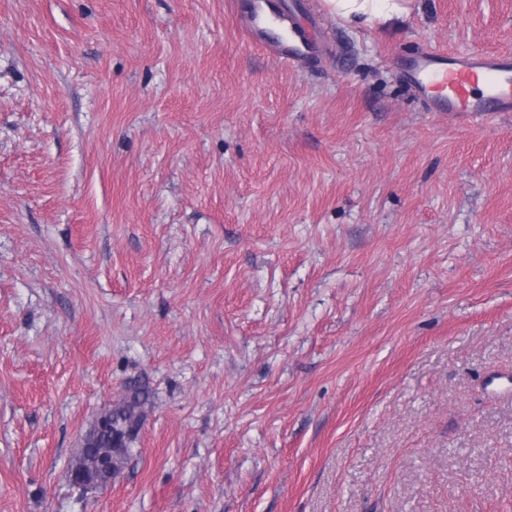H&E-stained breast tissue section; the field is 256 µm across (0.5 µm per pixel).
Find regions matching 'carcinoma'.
Wrapping results in <instances>:
<instances>
[{
  "label": "carcinoma",
  "mask_w": 512,
  "mask_h": 512,
  "mask_svg": "<svg viewBox=\"0 0 512 512\" xmlns=\"http://www.w3.org/2000/svg\"><path fill=\"white\" fill-rule=\"evenodd\" d=\"M150 398L149 388L138 379L124 384V396L107 410L105 425L89 436V450L80 452L76 465L90 464L94 456L104 452L112 455V466L122 469L134 449L130 444L137 438L142 425L143 410Z\"/></svg>",
  "instance_id": "carcinoma-1"
}]
</instances>
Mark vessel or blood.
Masks as SVG:
<instances>
[{
    "instance_id": "obj_1",
    "label": "vessel or blood",
    "mask_w": 512,
    "mask_h": 512,
    "mask_svg": "<svg viewBox=\"0 0 512 512\" xmlns=\"http://www.w3.org/2000/svg\"><path fill=\"white\" fill-rule=\"evenodd\" d=\"M404 71L428 111L512 112L510 55L469 52L447 57L424 51L407 61Z\"/></svg>"
}]
</instances>
